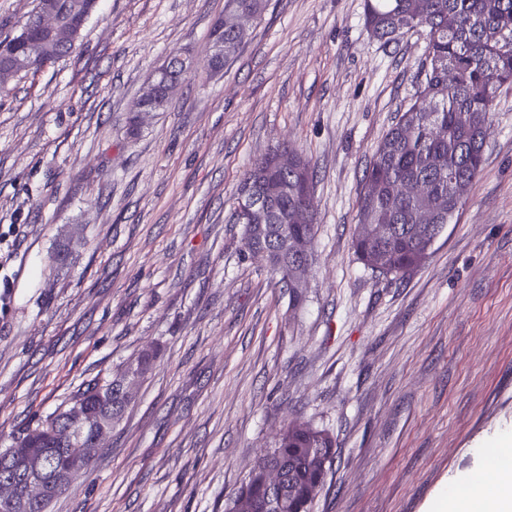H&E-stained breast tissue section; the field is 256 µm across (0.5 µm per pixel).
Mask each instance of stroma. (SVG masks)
Instances as JSON below:
<instances>
[{"instance_id":"stroma-1","label":"stroma","mask_w":512,"mask_h":512,"mask_svg":"<svg viewBox=\"0 0 512 512\" xmlns=\"http://www.w3.org/2000/svg\"><path fill=\"white\" fill-rule=\"evenodd\" d=\"M224 0H99L70 56L0 88V448L90 378L159 358L49 512H224L281 428L327 429L313 512H433L512 435V88L458 216L404 279L351 249L374 150L414 98L425 34L371 38L364 0H269L223 73ZM195 66L131 116L172 51ZM288 144L314 168L293 306L231 221Z\"/></svg>"}]
</instances>
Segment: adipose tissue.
I'll list each match as a JSON object with an SVG mask.
<instances>
[{
    "label": "adipose tissue",
    "instance_id": "adipose-tissue-1",
    "mask_svg": "<svg viewBox=\"0 0 512 512\" xmlns=\"http://www.w3.org/2000/svg\"><path fill=\"white\" fill-rule=\"evenodd\" d=\"M473 483L481 489L477 498L441 490L436 512H512V467H493L491 476L477 474Z\"/></svg>",
    "mask_w": 512,
    "mask_h": 512
}]
</instances>
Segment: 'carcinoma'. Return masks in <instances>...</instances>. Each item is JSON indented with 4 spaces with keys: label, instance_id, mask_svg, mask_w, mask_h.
Listing matches in <instances>:
<instances>
[{
    "label": "carcinoma",
    "instance_id": "carcinoma-1",
    "mask_svg": "<svg viewBox=\"0 0 512 512\" xmlns=\"http://www.w3.org/2000/svg\"><path fill=\"white\" fill-rule=\"evenodd\" d=\"M268 0H225L224 12H244L262 19ZM365 23L371 36L392 40L402 30L427 31L425 81L416 99L378 144L360 193L353 249L356 259L373 272L402 279L431 254L436 238L465 204L482 170L490 116L500 90L512 86V0H366ZM245 31L212 27V48L224 52L211 66L218 74L246 41ZM43 39L36 31L0 40L3 57L25 55ZM454 79H448V74ZM172 67L143 87L139 102L158 111L167 107L163 85L184 81ZM275 150L257 159L242 184L257 178L270 213L259 224L243 225L261 259L280 281L296 265L312 260L317 229L313 175L309 162L292 153L288 174L272 169ZM388 258L379 266L381 258ZM157 353L140 355L110 378L95 377L82 384L70 407L48 416L19 434L0 452L11 475L38 474L49 480L66 462L69 448H95L101 423L122 419L130 404L128 380L143 378ZM80 406L81 421L70 418ZM70 429L66 437L52 435L54 426ZM336 458V440L328 430L290 422L280 431L275 448L266 455L283 469L277 486L268 483L264 468L255 464L232 498V508L250 500L262 508L277 503L280 512H312Z\"/></svg>",
    "mask_w": 512,
    "mask_h": 512
}]
</instances>
